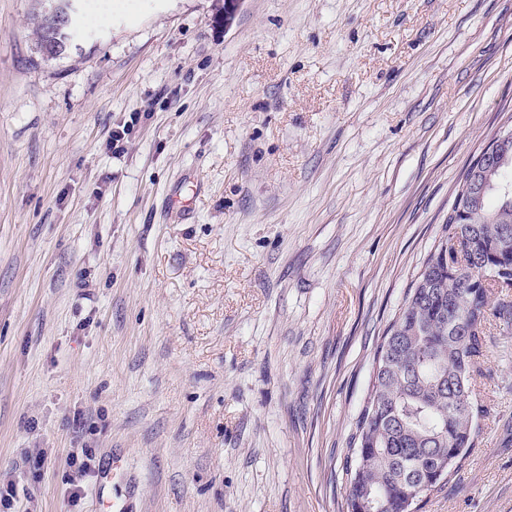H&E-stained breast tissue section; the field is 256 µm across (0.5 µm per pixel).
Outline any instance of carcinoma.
Listing matches in <instances>:
<instances>
[{
    "mask_svg": "<svg viewBox=\"0 0 512 512\" xmlns=\"http://www.w3.org/2000/svg\"><path fill=\"white\" fill-rule=\"evenodd\" d=\"M49 56L73 37L58 35V15L35 17ZM512 184V138L464 173L442 235L431 248L405 303L378 347L371 388L351 437L346 464L348 512L375 502L379 512H408L420 496L446 485L474 446L485 406L474 393L490 319L512 325V300L491 303L495 288L512 289V193H479L474 168Z\"/></svg>",
    "mask_w": 512,
    "mask_h": 512,
    "instance_id": "1",
    "label": "carcinoma"
}]
</instances>
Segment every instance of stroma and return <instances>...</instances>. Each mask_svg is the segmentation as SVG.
Listing matches in <instances>:
<instances>
[{
    "instance_id": "obj_1",
    "label": "stroma",
    "mask_w": 512,
    "mask_h": 512,
    "mask_svg": "<svg viewBox=\"0 0 512 512\" xmlns=\"http://www.w3.org/2000/svg\"><path fill=\"white\" fill-rule=\"evenodd\" d=\"M37 4L0 0L11 512H347L377 347L512 125V0H112L58 57ZM486 341L476 446L419 512H512V331ZM89 461H92V455L85 448L81 450V455L77 454L72 459V466L74 467V476L71 483L74 486L72 495L76 498H79L85 489V480L91 469Z\"/></svg>"
}]
</instances>
